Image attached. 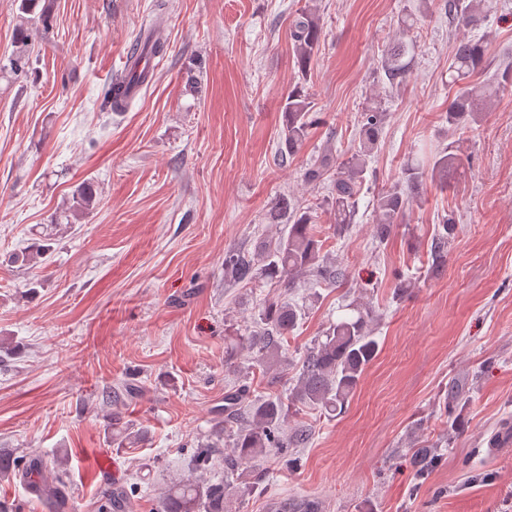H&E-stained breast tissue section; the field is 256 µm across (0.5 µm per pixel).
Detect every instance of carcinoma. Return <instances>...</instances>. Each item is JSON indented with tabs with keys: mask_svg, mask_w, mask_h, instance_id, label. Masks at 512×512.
Returning <instances> with one entry per match:
<instances>
[{
	"mask_svg": "<svg viewBox=\"0 0 512 512\" xmlns=\"http://www.w3.org/2000/svg\"><path fill=\"white\" fill-rule=\"evenodd\" d=\"M448 18L464 28L476 27L480 22L484 0H444ZM18 10L25 15L24 24L15 32V42L25 47L33 36L32 25L49 29L50 3L48 0H19ZM322 36L320 19L312 12L300 11L289 24V38L301 70H307L319 51ZM168 49L166 41L148 36L138 38L132 49L134 63L121 79L112 82L104 107L121 110L119 98L126 94L131 84H141L146 75L137 70L142 56H163ZM409 47L403 42H393L383 51L385 73L391 83H402L408 74L406 57ZM485 47L483 38L464 36L454 44L448 71L456 83L478 75L483 69ZM512 87V68L465 88L448 105L445 120L448 132L454 133L478 122L488 111L491 99ZM280 129L281 148L279 159L295 155L304 145L310 130L317 125L318 117L313 102L302 92L288 93L282 110ZM387 112L382 106L366 109L358 119V144L351 155L335 161L336 151L332 142H326L319 154L304 172V179L314 186L326 181L333 184L331 195L317 207L293 205L285 199L275 204L269 213L272 224H283L285 230L266 249L245 255L229 248L224 251V273L238 282H253L258 278L280 287L292 288L297 279L311 274L331 285L345 280V270L321 257L324 240L323 229L318 224V211L329 213L332 234L342 236L354 223L359 198L366 182L368 158L377 148L386 122ZM470 162V155L461 150L454 140L441 150H434L420 162L404 170L406 190L389 189L379 192L372 201L375 213L374 232L378 239H385L409 206L415 201V191L426 178L440 187L448 188L455 172ZM96 199L92 182L80 184L72 193L69 211L77 220L90 213ZM456 222L447 215L438 224L431 239V266L439 268L448 261V243L455 232ZM354 315L333 322L324 332L325 340L307 350L301 360V369L288 399L274 394L253 395L250 388L237 389L224 396V427H217L204 444L213 452L222 446L224 467L233 473L241 467L260 471V459L272 448L288 447V422L292 406L321 408L329 412L344 409L350 393L356 388L367 366L376 357L378 343L368 329V312L365 307L353 309ZM302 319V309L277 297L264 300L251 318V325L243 332L224 337V366L237 370V356L251 354L254 365L270 377L271 382L280 378V344L296 329ZM248 401V423L232 426L236 411L243 401ZM0 475L12 476L24 484L28 492L49 504L54 512H64L69 500V486L63 475L53 470L51 462L41 456L21 458L14 451L0 448ZM231 486L219 481L204 483L196 479H183L173 483L159 497L156 512H224V500ZM127 498L124 489L110 486L101 492V512H121Z\"/></svg>",
	"mask_w": 512,
	"mask_h": 512,
	"instance_id": "obj_1",
	"label": "carcinoma"
}]
</instances>
